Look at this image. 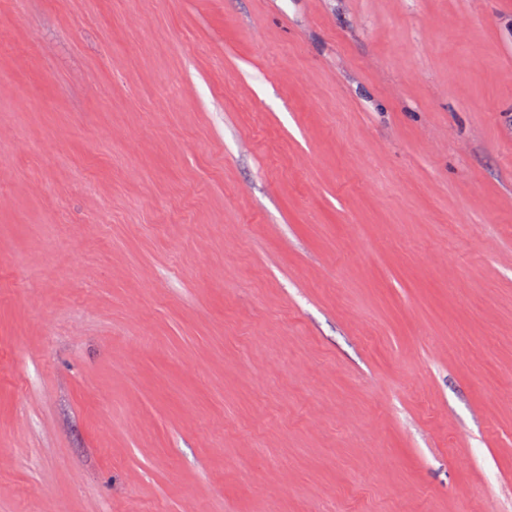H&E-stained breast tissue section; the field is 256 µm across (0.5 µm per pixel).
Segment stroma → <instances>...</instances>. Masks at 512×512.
<instances>
[{"instance_id": "1", "label": "stroma", "mask_w": 512, "mask_h": 512, "mask_svg": "<svg viewBox=\"0 0 512 512\" xmlns=\"http://www.w3.org/2000/svg\"><path fill=\"white\" fill-rule=\"evenodd\" d=\"M0 512H512V0H0Z\"/></svg>"}]
</instances>
